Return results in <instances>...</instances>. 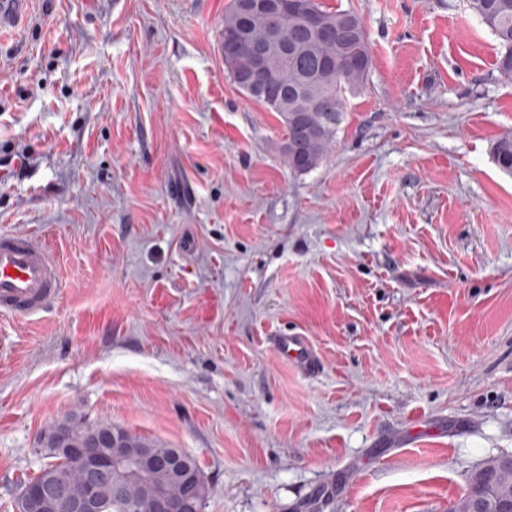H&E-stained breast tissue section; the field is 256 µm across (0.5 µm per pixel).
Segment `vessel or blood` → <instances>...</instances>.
<instances>
[{
  "label": "vessel or blood",
  "instance_id": "1",
  "mask_svg": "<svg viewBox=\"0 0 512 512\" xmlns=\"http://www.w3.org/2000/svg\"><path fill=\"white\" fill-rule=\"evenodd\" d=\"M30 0H0V32L17 29ZM63 282L50 247L30 236L0 234V313L34 316L56 301ZM279 353L303 371L318 367L316 354L304 337L276 336Z\"/></svg>",
  "mask_w": 512,
  "mask_h": 512
}]
</instances>
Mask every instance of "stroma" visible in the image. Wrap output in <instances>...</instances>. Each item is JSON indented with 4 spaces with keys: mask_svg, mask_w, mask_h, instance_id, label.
Listing matches in <instances>:
<instances>
[{
    "mask_svg": "<svg viewBox=\"0 0 512 512\" xmlns=\"http://www.w3.org/2000/svg\"><path fill=\"white\" fill-rule=\"evenodd\" d=\"M320 2L372 66L304 174L224 68L231 0H32L0 39V233L65 283L0 316V512L69 418L190 454L203 512H449L512 455L497 41L466 0ZM274 344L283 357L303 371L311 373L317 369L316 354L303 336L279 335L274 338Z\"/></svg>",
    "mask_w": 512,
    "mask_h": 512,
    "instance_id": "stroma-1",
    "label": "stroma"
}]
</instances>
